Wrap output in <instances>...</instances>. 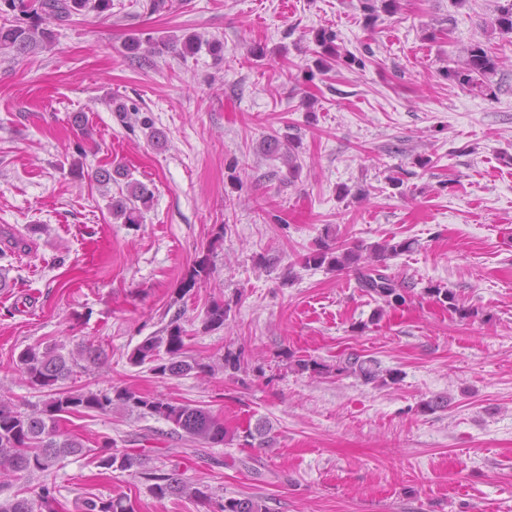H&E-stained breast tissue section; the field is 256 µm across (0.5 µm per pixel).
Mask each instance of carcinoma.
<instances>
[{
	"instance_id": "cac0c4a2",
	"label": "carcinoma",
	"mask_w": 512,
	"mask_h": 512,
	"mask_svg": "<svg viewBox=\"0 0 512 512\" xmlns=\"http://www.w3.org/2000/svg\"><path fill=\"white\" fill-rule=\"evenodd\" d=\"M5 6L12 12H18L13 19H4L0 24V50L29 54L52 43L53 31L47 26L51 20L65 21L87 12L99 15L109 14L112 0H4ZM365 24L372 26L379 18V12L394 14L398 10V0H360ZM491 27L501 34H512V0H503L496 5ZM336 33L322 30L316 35V42L322 49V55L335 62L343 61L348 65H363V61L351 53L341 54L335 44ZM207 47L213 55L221 53L222 43L218 40L202 42L194 35L182 40L173 38L145 39L132 37L125 42V49L137 57L140 53L160 54L172 52L185 58L195 55L202 47ZM496 62L489 51L476 44L467 49L462 65L449 69L446 76L461 89L469 92H484L490 89L488 75L495 71ZM114 112L119 121L127 127L139 123L149 130L150 140L161 143L163 132L155 128L153 120L139 117V110L128 109L124 103H118ZM282 143L272 139L268 143V153L282 154L288 162L289 174L299 169L296 154L292 147L281 150ZM95 180L101 185L111 182H124L126 194L112 202V213L123 219L125 224H139L143 211L148 209L154 192L144 182L133 178L130 169L116 165L111 169L101 168L95 172ZM412 242L403 240L390 242L385 240L370 248L365 256L359 250L333 247L325 242L319 248L301 256L304 267H326L331 271L352 268L357 273L362 291L382 300L389 307L401 306L409 297L410 288L404 286L395 277L386 273L385 260L407 252ZM210 271V259L205 256L197 261L183 278L180 296H186L196 284V279ZM425 291L440 302L459 310L456 296L440 284H432ZM230 311L229 304L214 300L206 308L203 327L215 331L224 327V321ZM175 316L161 334L146 337L130 356L133 365H150V371L161 376H185L194 374L206 376L215 371V365L203 362L187 355L185 348L186 331ZM102 352L91 346H81L75 352H62L56 346L40 348L27 346L15 359V368L27 385L48 394L49 399L42 405L23 408L0 398V476L22 480L35 473H45L58 462L77 456H94L96 467L105 472L121 471L134 473L141 469L142 477L150 482V489L158 499L168 497H193L210 501L209 494L202 488L180 477L177 468L167 470L163 467L142 468L143 458L139 453L113 450L110 437H103L95 448L86 447L75 437L65 436L59 430V421L64 415L97 412L102 415L112 413L115 406L145 417L151 416L173 425L192 442L211 447L224 445L231 440L224 427V421L216 418L209 410L189 402H177L158 396L143 395L127 387L111 386L106 390H93L87 386L73 387L65 385L74 374L78 362L97 364ZM339 372L352 371L359 374L364 382H377L382 379L377 362L350 357ZM271 427L259 420L254 428L247 429L244 442L259 448H270L274 438L270 436ZM58 489L55 483L44 481L33 489V496L16 494L0 499V512H58ZM78 512H133L127 498L85 496L79 499ZM217 512H269L266 501L260 497H227L217 504Z\"/></svg>"
}]
</instances>
